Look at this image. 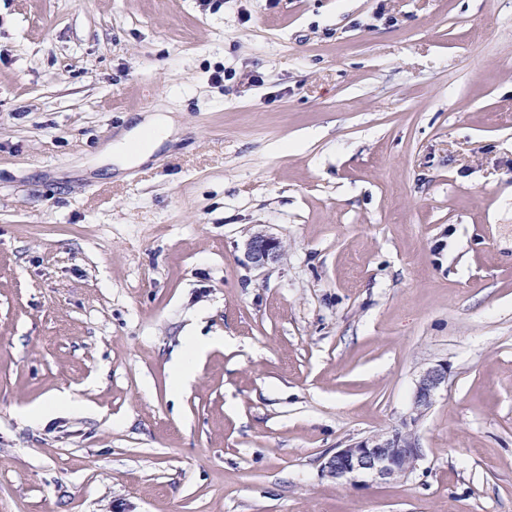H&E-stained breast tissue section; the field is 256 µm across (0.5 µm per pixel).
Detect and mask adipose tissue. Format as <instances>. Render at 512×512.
<instances>
[{"label": "adipose tissue", "instance_id": "ef3b65f1", "mask_svg": "<svg viewBox=\"0 0 512 512\" xmlns=\"http://www.w3.org/2000/svg\"><path fill=\"white\" fill-rule=\"evenodd\" d=\"M171 117L158 113L144 117L131 130L109 145L108 151L113 160L126 166H132L147 160L154 150L173 132ZM220 336L201 340L186 336L181 356L171 367V386L174 391H182L194 380L196 367L205 354L215 347L223 346Z\"/></svg>", "mask_w": 512, "mask_h": 512}]
</instances>
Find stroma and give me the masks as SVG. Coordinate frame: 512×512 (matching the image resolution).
Here are the masks:
<instances>
[{
    "instance_id": "35a3bbf8",
    "label": "stroma",
    "mask_w": 512,
    "mask_h": 512,
    "mask_svg": "<svg viewBox=\"0 0 512 512\" xmlns=\"http://www.w3.org/2000/svg\"><path fill=\"white\" fill-rule=\"evenodd\" d=\"M0 512H512V0H0ZM173 127L172 118L162 113L144 117L109 145L112 162L115 160L125 166L142 163L162 142L170 138ZM245 246L248 258L258 266L275 262L282 256L281 241L264 231L254 233ZM224 346V337L214 336L209 340H201L195 336H186L181 356L171 367V386L175 392L187 388L195 378L196 367L205 354L215 347ZM448 382V369L440 364L419 375L412 397V415L398 427L338 448L321 463L323 475L350 484L359 478L390 481L411 474L423 459L424 449L415 432L417 421L432 406L434 396ZM84 402L70 392H58L47 400L27 407L22 411V416L31 421H41L55 413L62 411H79L84 408Z\"/></svg>"
}]
</instances>
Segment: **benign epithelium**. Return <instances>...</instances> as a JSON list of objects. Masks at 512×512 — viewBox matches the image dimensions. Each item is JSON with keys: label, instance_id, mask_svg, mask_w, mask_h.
Instances as JSON below:
<instances>
[{"label": "benign epithelium", "instance_id": "obj_1", "mask_svg": "<svg viewBox=\"0 0 512 512\" xmlns=\"http://www.w3.org/2000/svg\"><path fill=\"white\" fill-rule=\"evenodd\" d=\"M248 258L256 265L275 262L282 256L281 241L264 231L254 233L246 242ZM448 382V369L440 364L419 375L412 397V415L389 431L338 448L321 463L323 475L350 484L362 477L390 481L411 474L423 459L424 448L415 432L417 421L432 406L434 396Z\"/></svg>", "mask_w": 512, "mask_h": 512}]
</instances>
